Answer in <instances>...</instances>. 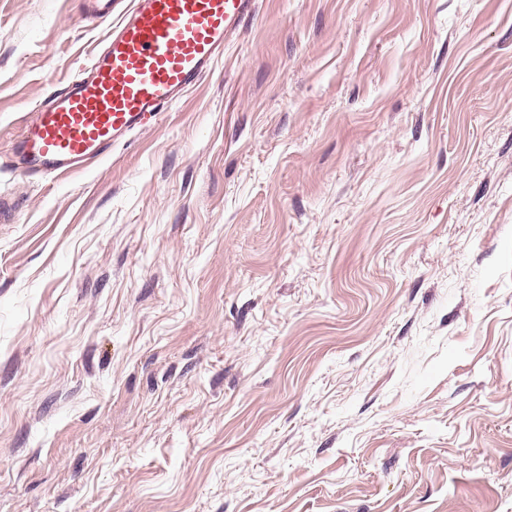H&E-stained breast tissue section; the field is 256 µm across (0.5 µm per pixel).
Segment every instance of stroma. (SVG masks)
<instances>
[{"mask_svg":"<svg viewBox=\"0 0 512 512\" xmlns=\"http://www.w3.org/2000/svg\"><path fill=\"white\" fill-rule=\"evenodd\" d=\"M111 28L0 0V512H512V0H256L13 172Z\"/></svg>","mask_w":512,"mask_h":512,"instance_id":"1","label":"stroma"}]
</instances>
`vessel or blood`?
<instances>
[{
  "mask_svg": "<svg viewBox=\"0 0 512 512\" xmlns=\"http://www.w3.org/2000/svg\"><path fill=\"white\" fill-rule=\"evenodd\" d=\"M255 11L256 0H131L87 72L33 112L16 170L50 177L106 159L201 80Z\"/></svg>",
  "mask_w": 512,
  "mask_h": 512,
  "instance_id": "obj_1",
  "label": "vessel or blood"
}]
</instances>
